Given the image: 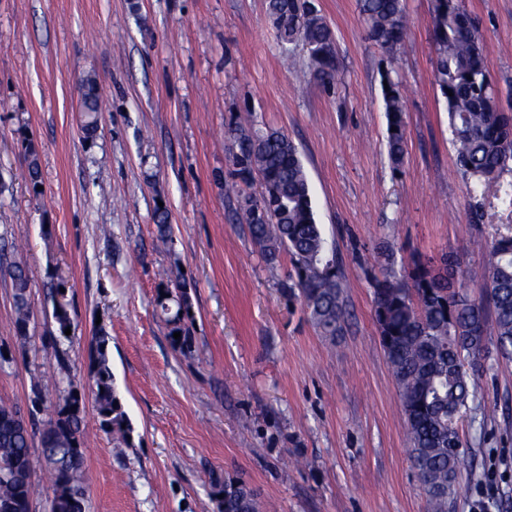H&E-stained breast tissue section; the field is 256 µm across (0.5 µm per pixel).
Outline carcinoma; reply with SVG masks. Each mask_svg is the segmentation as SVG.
Returning a JSON list of instances; mask_svg holds the SVG:
<instances>
[{
  "label": "carcinoma",
  "instance_id": "carcinoma-1",
  "mask_svg": "<svg viewBox=\"0 0 512 512\" xmlns=\"http://www.w3.org/2000/svg\"><path fill=\"white\" fill-rule=\"evenodd\" d=\"M268 17L282 46H300L307 55L311 79L337 83L335 36L313 0H268ZM369 38L388 53L405 44L411 32L406 0H359ZM434 82L448 112L456 165L479 187L494 182L501 203L512 209V112L504 111L485 62L478 31L464 0H432ZM387 119L386 148L394 172H402L406 153L403 83L392 67L381 74ZM80 111L83 128L92 136L102 112L99 83L82 78ZM234 182L225 195L235 199V216L259 249L274 262L288 253L293 272L282 287L300 300L308 320L325 339L336 341L347 317L346 276L317 224L308 177L294 142L284 133L257 129L248 118H233L226 131ZM28 177L33 194L42 184L36 150L29 149ZM258 180L259 195L244 194L238 183ZM381 275L372 280L373 320L397 383L410 443L409 454L426 496L429 512H448L459 491L464 466L457 423L475 400L471 379L490 354L512 359V224L491 242L487 278L475 297L458 275L454 261L446 269L420 253L398 273L394 254L378 252ZM13 288L17 338L27 339L31 280L26 265H7ZM191 285L183 279L161 283L156 305L169 326L175 347H191ZM52 295V316L59 337L72 318L68 304ZM109 336L98 329L90 342L94 375L91 400L100 426L126 441L130 437L123 406L112 379ZM56 370L32 387L29 418L13 405L0 404V512H30L35 490L30 423L50 401L58 403L41 433L40 457L53 480L48 512H85V393L69 378L66 360L56 355ZM213 493L222 496L219 512H260L253 490L245 483L211 477Z\"/></svg>",
  "mask_w": 512,
  "mask_h": 512
}]
</instances>
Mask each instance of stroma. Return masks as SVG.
<instances>
[{"label":"stroma","mask_w":512,"mask_h":512,"mask_svg":"<svg viewBox=\"0 0 512 512\" xmlns=\"http://www.w3.org/2000/svg\"><path fill=\"white\" fill-rule=\"evenodd\" d=\"M340 78L301 81L267 0H0V245L33 282L26 343L0 271V403L27 407L66 350L87 387L89 343L110 337L113 383L132 432L105 431L85 407L88 512H219L212 475L251 487L263 512H426L398 387L373 321L376 251L457 258L471 287L506 216L495 186L473 189L455 164L434 83L431 0H407L412 35L387 55L357 0H316ZM512 112V0H465ZM405 86L407 153L386 154L381 72ZM103 111L85 138L79 81ZM256 127L297 146L318 224L350 284L342 336L328 343L267 264L224 193L225 128ZM36 148L43 189L28 185ZM171 224L162 240L157 205ZM191 285V351L175 348L155 298L162 276ZM66 285L74 321L59 339L49 289ZM459 422L466 464L448 512H512V361L489 356Z\"/></svg>","instance_id":"35a3bbf8"}]
</instances>
